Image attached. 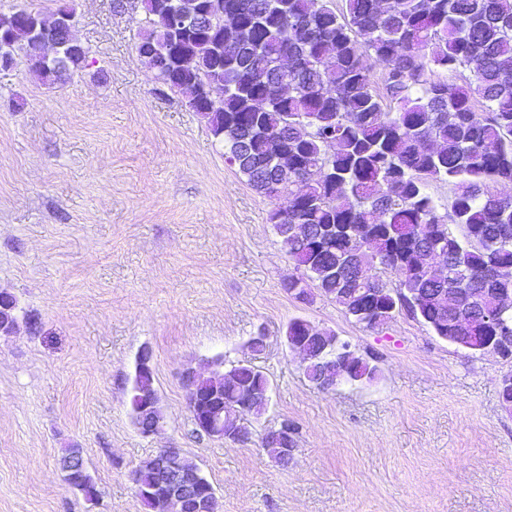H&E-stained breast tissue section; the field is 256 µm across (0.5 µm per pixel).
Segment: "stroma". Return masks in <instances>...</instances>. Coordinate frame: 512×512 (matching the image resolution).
I'll return each instance as SVG.
<instances>
[{
  "label": "stroma",
  "mask_w": 512,
  "mask_h": 512,
  "mask_svg": "<svg viewBox=\"0 0 512 512\" xmlns=\"http://www.w3.org/2000/svg\"><path fill=\"white\" fill-rule=\"evenodd\" d=\"M74 5L82 72L49 87L22 61L0 71V291L37 323L0 335V512H145L132 473L162 448L197 461L216 512H512L499 401L512 359L470 356L404 314L369 329L332 299L296 301L273 203L139 59L140 0ZM295 317L335 331L377 379L314 388L285 345ZM145 344L167 422L153 437L129 407ZM218 357L269 377L253 432L293 422L288 465L195 432L183 373ZM67 448L96 504L67 488ZM74 458L83 459L81 449L67 448L65 456L61 459L62 470L65 472V481H69L71 488L80 492V489H85L91 485H95V483L87 469L78 470L72 473L67 472L70 468L71 461Z\"/></svg>",
  "instance_id": "obj_1"
}]
</instances>
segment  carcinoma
I'll return each mask as SVG.
<instances>
[{"label": "carcinoma", "instance_id": "carcinoma-1", "mask_svg": "<svg viewBox=\"0 0 512 512\" xmlns=\"http://www.w3.org/2000/svg\"><path fill=\"white\" fill-rule=\"evenodd\" d=\"M145 24L136 50L161 86L179 94L224 144L225 161L277 206L270 220L303 224L318 234L334 226L318 270L307 269L324 296L355 316L360 289L406 311L439 336L458 321L512 337V311L498 298L512 294V196L490 185L512 183V0H222L209 26L179 28L210 0H141ZM42 13L0 12V53H23L45 85L62 86L82 71L88 48L56 29L34 35ZM62 58L47 62L48 44ZM288 59V68L277 65ZM381 67L378 89L372 67ZM465 69L461 85L447 76ZM431 182L457 187L449 208L427 191ZM371 233L376 249L353 235ZM290 259L312 241L281 236ZM444 256L448 276L435 280L416 266ZM393 274L391 288L384 276ZM459 296L448 308V292ZM343 362L323 353L307 377L341 385ZM264 383L259 372L229 366L196 373L195 431L218 393L224 406L258 419L264 404L249 401ZM154 376H133L130 411L142 418V394ZM81 449L62 457L74 490L93 485L88 470L68 472ZM143 461L133 481L144 495L158 476L157 458Z\"/></svg>", "mask_w": 512, "mask_h": 512}]
</instances>
